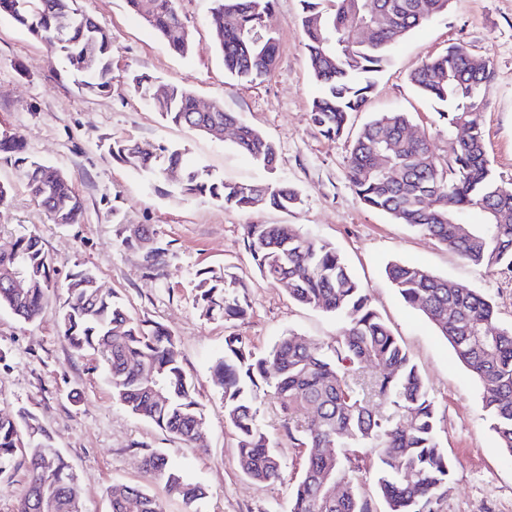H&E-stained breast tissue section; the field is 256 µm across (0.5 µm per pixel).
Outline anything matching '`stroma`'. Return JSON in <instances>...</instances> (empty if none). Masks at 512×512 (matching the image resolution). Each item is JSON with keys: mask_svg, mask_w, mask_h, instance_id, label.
<instances>
[{"mask_svg": "<svg viewBox=\"0 0 512 512\" xmlns=\"http://www.w3.org/2000/svg\"><path fill=\"white\" fill-rule=\"evenodd\" d=\"M78 2L112 37V91L106 96L82 95L50 46L0 17V137L16 136L27 153L62 168L85 203L80 223H52L12 159L0 155V183L12 187L0 206V249L10 248L19 235L35 234L57 282L74 270H92L131 316L171 331L204 409V441L174 440L113 398L97 357L74 351L60 333L65 295L59 289L35 322L0 309V412L28 410L48 428L79 478L86 512H111L109 490L116 483L147 487L164 512H185L145 473L142 457L151 450L162 451L187 478L205 486L198 512H287L288 479L300 472L303 458L282 428L276 399L264 396L260 419L279 448L285 478L258 486L239 467L236 433L224 420L223 391L213 381L212 366L231 331L258 353L288 330L324 345L338 334L334 317L292 300L283 284L260 275L245 249L243 225L292 224L345 258L423 376L438 409L441 445L453 464L442 512H512V457L501 451L490 428L480 384L447 340L392 288L385 267L393 261L417 264L487 294L500 326L512 325V271L467 264L430 236L361 203L346 178L353 132L328 138L310 118L319 88L308 68L300 0H275L270 24L278 58L271 74L255 83L225 72L207 21L210 0H178L193 40L184 56L170 52L129 13L125 0ZM455 43L492 65L482 128L494 173L512 187V0H452L446 13L403 38L354 123L381 112L408 113L415 131L448 156L452 134L409 75ZM133 72L183 85L204 103L223 101L226 111L277 145L276 172L255 165L232 135L217 140L164 123L130 91L127 77ZM110 139L180 145L225 179L286 182L302 203L288 212L241 211L184 200L170 194L166 183L113 159L105 148ZM117 221L149 226L166 250L163 263L146 269L140 253L120 246L113 232ZM224 266L245 280L252 298L249 315L230 324L201 318L195 304L197 271Z\"/></svg>", "mask_w": 512, "mask_h": 512, "instance_id": "35a3bbf8", "label": "stroma"}]
</instances>
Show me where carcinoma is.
Returning <instances> with one entry per match:
<instances>
[{
    "instance_id": "1",
    "label": "carcinoma",
    "mask_w": 512,
    "mask_h": 512,
    "mask_svg": "<svg viewBox=\"0 0 512 512\" xmlns=\"http://www.w3.org/2000/svg\"><path fill=\"white\" fill-rule=\"evenodd\" d=\"M209 23L224 35L217 40L224 70L239 81L256 82L275 67L278 42L267 33L274 0H210ZM301 24L313 80L311 121L328 137H339L352 116L362 111L396 44L411 31L448 11L451 0H300ZM129 9L176 53L192 50L189 34L171 36L181 14L177 0H127ZM0 14L54 48L74 76L81 93L102 97L112 90V40L101 23L80 10L77 0H0ZM366 30L362 40L356 31ZM418 93L456 131L451 162L436 155L428 137L404 134L411 125L405 112H384L357 132L347 161V180L368 208L434 238L463 261L486 269L512 271V189L496 178L487 158L481 115L492 85L489 62L462 44L428 59L410 75ZM134 94L165 122L216 136L224 126L239 130L236 146L257 165L277 164L275 143L242 122L224 103L209 112L185 87L130 77ZM112 157L164 181L175 168L180 180L173 193L206 199L243 211H288L301 203L283 182L256 186L226 181L179 148H158L149 141L114 140ZM0 152L18 163L31 197L55 224H77L84 203L71 179L58 167L31 157L14 138L0 139ZM116 241L142 253L152 270L165 254L149 228L116 224ZM246 250L266 279L288 286L299 304L336 317L339 335L326 347L288 331L261 355L243 337H224V356L215 362L223 389L224 419L235 429L243 473L258 485L283 479V461L259 421L265 388L274 389L285 414L283 428L296 448L305 449V465L290 487L289 512H376L358 478V449L375 450L374 476L381 512H440L451 489L452 464L438 435V411L409 353L371 306L365 287L327 243L315 241L290 224H247ZM22 268L25 288L8 282ZM53 269L35 234L16 238L0 251V308L35 321L57 288ZM386 275L401 298L443 336L457 359L483 388V408L499 446L512 457V326L485 335L495 321L491 300L466 285L428 270L391 263ZM200 316L226 322L243 320L251 300L241 277L225 269L196 273ZM62 288L66 299L59 328L78 352L91 351L103 362L113 397L130 413L170 437L197 442L205 415L192 380L179 360L177 338L156 323L130 316L117 296L99 288L95 273H71ZM370 366L375 377L363 376ZM54 447L39 418L22 410L0 414V475L22 456L28 484L16 512H32L45 496L53 512H85L82 488L62 453L52 468L39 461ZM143 468L164 484L168 495L197 512L205 486L187 479L160 451L143 455ZM111 512H163L158 500L139 485H114Z\"/></svg>"
}]
</instances>
